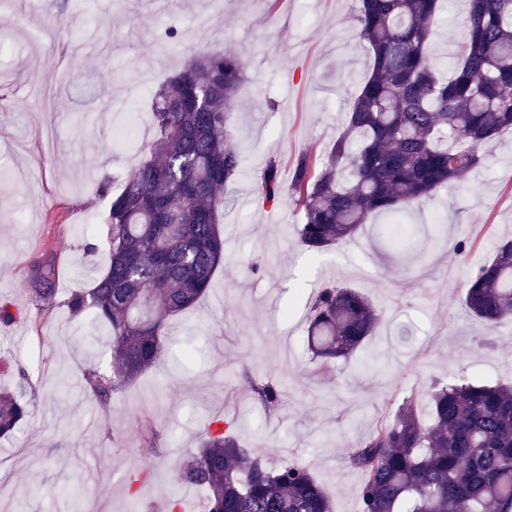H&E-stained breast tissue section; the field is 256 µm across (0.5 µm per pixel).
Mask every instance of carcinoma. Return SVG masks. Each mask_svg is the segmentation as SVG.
<instances>
[{"label": "carcinoma", "instance_id": "obj_1", "mask_svg": "<svg viewBox=\"0 0 512 512\" xmlns=\"http://www.w3.org/2000/svg\"><path fill=\"white\" fill-rule=\"evenodd\" d=\"M464 35L451 76L440 74L430 47L442 0H360L359 36L373 57L371 75L346 113L345 128L322 160H293L289 190L301 219L300 243L321 252L386 214L384 241L395 252L414 246L408 209L453 186L479 165L482 150L512 129V0H466ZM244 65L231 49L197 53L167 79L152 103L156 135L131 172L102 183L111 202L100 235L106 266L93 288L71 293L74 314L91 311L114 351L112 375L88 373L89 397L106 411L112 392L137 379L167 351L171 322L193 311L224 265L220 216L224 186L238 175L229 125ZM280 160H269L258 202L275 203L284 185ZM464 306L492 330L512 319V239L469 270ZM46 272L40 298L55 295ZM382 311L357 288L330 284L310 303L307 340L319 369L349 361ZM239 395L280 409L286 394L271 380L242 374ZM420 406L410 394L345 463L364 474L360 512H512V386L469 375L435 381ZM30 405L0 393V437ZM212 417L199 448L178 464L179 480L204 490L208 512H333L331 497L309 470L270 467ZM154 451L149 419L139 431Z\"/></svg>", "mask_w": 512, "mask_h": 512}]
</instances>
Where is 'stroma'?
Here are the masks:
<instances>
[{
    "instance_id": "35a3bbf8",
    "label": "stroma",
    "mask_w": 512,
    "mask_h": 512,
    "mask_svg": "<svg viewBox=\"0 0 512 512\" xmlns=\"http://www.w3.org/2000/svg\"><path fill=\"white\" fill-rule=\"evenodd\" d=\"M446 4L432 45L445 70L462 37L455 0ZM358 7L280 0L273 13L268 0H45L44 14L62 22L49 44L37 38L29 0H0V306L15 316L0 323V391H21L32 404L0 437V512H161L175 491L187 512H203L204 496L179 484L175 465L195 451L210 417L234 425L269 465L305 466L330 491L334 512H359L363 475L343 457L403 396L463 373L512 384V320L490 334L463 306L470 266L512 237V130L460 184L421 204L413 219L436 239L396 280L385 277L386 216L314 254L298 239L290 194L256 202L271 158L326 157L341 133L373 63L358 36ZM171 27L181 40L160 44ZM229 45L246 80L230 115L241 169L227 189L235 203L224 212V268L166 356L101 412L87 397L85 371L110 373L112 350L91 315L73 314L66 299L92 287L106 264L90 232L109 208L102 182L139 161L134 147L114 151L113 132L136 113L151 142L159 84L192 52ZM36 82L56 86L57 111L29 108L26 90ZM462 239L465 256L456 250ZM254 264L261 274L251 273ZM48 270L56 295L44 305L31 288ZM332 282L361 289L384 317L369 351L321 378L301 336L312 295ZM244 370L283 384L287 404L270 412L237 401ZM145 416L161 434L153 457L139 444Z\"/></svg>"
}]
</instances>
